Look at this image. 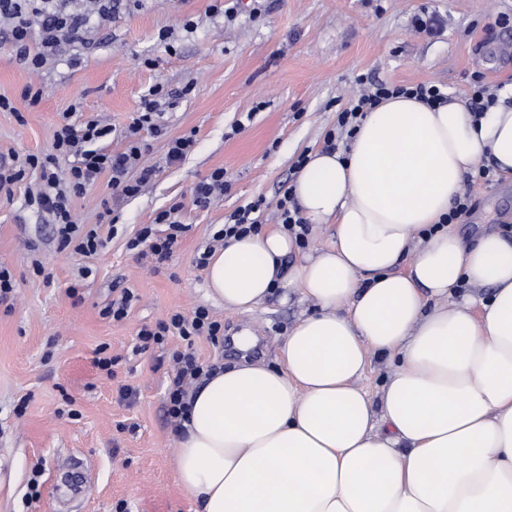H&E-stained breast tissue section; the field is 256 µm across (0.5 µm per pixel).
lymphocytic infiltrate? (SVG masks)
<instances>
[{"label": "lymphocytic infiltrate", "instance_id": "f902f5d3", "mask_svg": "<svg viewBox=\"0 0 512 512\" xmlns=\"http://www.w3.org/2000/svg\"><path fill=\"white\" fill-rule=\"evenodd\" d=\"M70 0H0V18L9 23L8 40L16 49V59L30 71L39 70L48 59L57 56L63 47L83 40L91 18L108 19L112 15V0H94L92 14H80L69 9ZM39 32L37 48H30L32 32ZM359 90L351 97L347 107L336 114V122L324 138L326 150L336 151L342 138L353 137L360 121L367 112L383 100L406 96L436 107L448 100L438 84L423 82L411 85H393L359 77ZM151 97L145 100L141 112L134 117L124 135L125 146L119 151L102 148L112 130L99 120L90 119L81 124L64 123L54 133L52 150L45 155H26L22 164L0 162V191L24 180L27 170L39 173L34 189L28 190L26 201L38 212L51 217L60 249L91 256L97 254L102 240L96 229H84L72 214V200L83 195L86 189L108 176L113 199L134 196L142 184L156 174L155 167L145 165V146L141 131L156 136L164 135L165 127L158 121L156 100L164 96L163 85L150 89ZM178 206L159 211L153 224L142 227L131 248L147 246L156 263L167 261L177 249L185 226L178 218ZM165 225V233H156V225ZM224 333L220 321L214 320L208 309L196 307L191 313L176 312L167 320L143 327L138 333L137 351L144 352L164 346L168 338L178 336L185 347L175 350L170 360L176 371L169 389L166 412L174 421L185 419L189 405L188 391L206 376L207 371L199 362L193 343L199 338L218 342Z\"/></svg>", "mask_w": 512, "mask_h": 512}]
</instances>
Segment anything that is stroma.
I'll return each mask as SVG.
<instances>
[{
	"mask_svg": "<svg viewBox=\"0 0 512 512\" xmlns=\"http://www.w3.org/2000/svg\"><path fill=\"white\" fill-rule=\"evenodd\" d=\"M209 0H140L92 23L86 43L28 72L0 37V96L14 111L0 112V157L43 154L64 112L78 124L97 116L113 129L104 146L119 150L123 133L151 86L166 137L143 133L146 156L157 166L138 195L123 199L116 236L83 257L59 250L54 226L24 201V190L0 192V263L16 281L11 306L0 304V512H196L176 479L179 433L166 414L175 372L166 357L180 346L134 353L138 330L175 311L207 308L224 325V338H201V363L219 370L240 355L234 337L250 331V357L275 364L278 347L306 312L296 289L252 312L224 309L206 296L205 272L195 264L215 226L237 208L278 196L293 178L299 156L323 147L324 135L347 106L355 80L366 75L396 84L434 82L466 99L473 75L491 89L512 86V0H267L259 17L235 20L209 10ZM440 15V37L415 35L421 10ZM172 31L170 42L158 37ZM40 92L36 105L25 90ZM194 133L180 164L165 162L167 140ZM232 188L209 208L194 205L192 190L214 169ZM472 209L458 228L467 240L497 231L512 237V183L475 182ZM180 204L188 230L163 264L127 243L156 214ZM41 262L43 274L33 272ZM91 274L79 278L78 270ZM77 295H70V288ZM137 299L126 319L102 317L119 289ZM121 365L114 379L94 366L100 345ZM133 395L121 399L120 386ZM29 397L25 414L13 407ZM40 496L23 497L34 467Z\"/></svg>",
	"mask_w": 512,
	"mask_h": 512,
	"instance_id": "stroma-1",
	"label": "stroma"
}]
</instances>
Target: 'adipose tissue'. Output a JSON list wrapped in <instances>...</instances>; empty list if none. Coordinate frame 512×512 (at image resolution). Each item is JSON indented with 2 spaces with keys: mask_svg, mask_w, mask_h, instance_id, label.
Wrapping results in <instances>:
<instances>
[{
  "mask_svg": "<svg viewBox=\"0 0 512 512\" xmlns=\"http://www.w3.org/2000/svg\"><path fill=\"white\" fill-rule=\"evenodd\" d=\"M483 165L512 177V87L478 116L391 98L292 182L323 246L278 229L212 253L207 292L225 308L292 287L314 310L277 366L190 393L177 480L201 512H512V240L443 222ZM464 285L489 303L453 301ZM375 354L397 366L374 398L359 381Z\"/></svg>",
  "mask_w": 512,
  "mask_h": 512,
  "instance_id": "ef3b65f1",
  "label": "adipose tissue"
}]
</instances>
